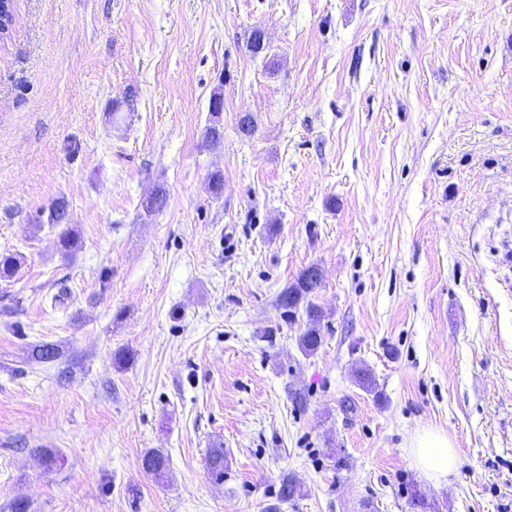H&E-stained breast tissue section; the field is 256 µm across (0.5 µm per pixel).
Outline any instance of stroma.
Wrapping results in <instances>:
<instances>
[{
	"mask_svg": "<svg viewBox=\"0 0 512 512\" xmlns=\"http://www.w3.org/2000/svg\"><path fill=\"white\" fill-rule=\"evenodd\" d=\"M509 243L512 0H13L0 512H265L286 474L282 512H512ZM312 265L306 356L277 298ZM423 429L457 450L438 485ZM305 314L311 322V326L299 337V347L305 355L314 354L323 342V336L320 334L319 328L316 323L321 317V311L313 302L308 300L304 308ZM410 448L417 468L432 482L447 478L456 465V450L443 433L433 430L417 432Z\"/></svg>",
	"mask_w": 512,
	"mask_h": 512,
	"instance_id": "1",
	"label": "stroma"
}]
</instances>
